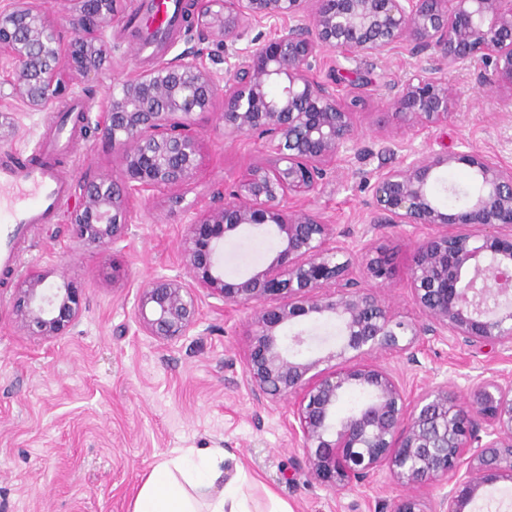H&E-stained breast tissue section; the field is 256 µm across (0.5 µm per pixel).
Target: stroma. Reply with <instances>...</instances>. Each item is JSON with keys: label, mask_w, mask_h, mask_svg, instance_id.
<instances>
[{"label": "stroma", "mask_w": 512, "mask_h": 512, "mask_svg": "<svg viewBox=\"0 0 512 512\" xmlns=\"http://www.w3.org/2000/svg\"><path fill=\"white\" fill-rule=\"evenodd\" d=\"M107 38L114 48L111 69L76 85L67 98L77 127L59 161L74 183L115 165L98 129L115 80L199 45L214 72L225 69L223 47L199 44L196 35L180 30L148 58L137 55L126 21L115 22ZM424 68L452 89L455 114L445 125L389 140L397 124L385 107L390 90ZM490 75L477 63L451 65L435 52L415 53L406 42L383 55L326 54L316 73L335 80L342 95L349 82L360 83L361 103L356 140L343 154L335 183L306 207L335 224L350 244L377 234L393 248L397 276L383 294L398 319L420 317L410 300L408 270L412 246L427 231L401 224L374 230L373 184L414 151H473L512 164V109L489 87ZM52 118L49 110L22 115L16 135L0 143V157L30 152L51 133ZM196 124L205 161L183 207L168 206L160 197L135 201L125 240L92 246L75 239L65 221L76 202L68 196L63 212L35 225L22 243L15 274L0 275V512H130L143 476L178 448L223 449L225 479L244 469L250 478L245 491L257 512H266L271 492L292 512H375L377 504L400 495L384 474L342 494L307 477L287 401L257 400L244 377L247 311L200 296L197 327L174 342L148 335L136 322L133 307L142 288L159 275L188 273L184 206L205 204L213 186L231 183L265 158L256 137L225 135L219 110L197 117ZM467 173L463 165L438 173L434 190L445 210L466 204ZM278 247V237L262 230L235 235L224 246L226 277L260 268ZM32 270L44 275L47 291L68 282L82 290L78 319L50 340L28 335L14 309V289ZM415 355L413 363L396 353L377 357L396 372L411 398L450 381L466 388L482 373H512L511 353H481L448 336L427 337Z\"/></svg>", "instance_id": "obj_1"}]
</instances>
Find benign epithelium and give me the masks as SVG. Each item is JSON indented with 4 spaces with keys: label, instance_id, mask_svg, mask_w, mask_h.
Wrapping results in <instances>:
<instances>
[{
    "label": "benign epithelium",
    "instance_id": "obj_1",
    "mask_svg": "<svg viewBox=\"0 0 512 512\" xmlns=\"http://www.w3.org/2000/svg\"><path fill=\"white\" fill-rule=\"evenodd\" d=\"M118 0H72L60 30L45 0H7L0 7V103L30 112L71 93L69 76L94 79L112 59L105 33L120 17ZM199 40L224 56V84L201 49L113 83L99 127L118 174L85 178L67 223L83 242L125 240L133 202L168 195L175 206L199 178L202 144L195 115L221 105L224 130L258 134L267 161L238 174L229 192L186 208L184 258L190 279L159 276L141 289L134 315L143 331L173 341L187 335L205 293L249 311L252 336L244 373L258 400H289L292 433L301 442L311 480L333 493L385 473L403 494L378 512H469L483 489L512 483V377L478 375L461 396L433 386L408 399L382 352L410 353L425 336L448 335L489 352L512 351V165L463 152H415L380 174L372 224L430 229L413 246L410 299L421 319L395 317L379 293L391 284V248L371 238L354 248L335 225L302 204L336 174L353 142L357 113L336 87L310 76L325 52L381 55L410 42L450 64L479 59L493 67L490 85L512 106V0H195ZM288 27L255 47L238 48L253 23ZM389 107L405 127L448 123L447 84L421 71L393 87ZM17 113L0 108V141L11 139ZM456 164L472 172L466 206L438 205L432 185ZM269 226L281 247L265 266L224 278V241L248 227ZM31 273L17 286L24 327L51 339L80 315V290L46 294ZM301 317L334 322L339 347L306 352L304 331L283 330ZM359 389L366 400L341 419L339 401ZM448 487L424 498L423 488Z\"/></svg>",
    "mask_w": 512,
    "mask_h": 512
}]
</instances>
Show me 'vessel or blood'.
Here are the masks:
<instances>
[{"instance_id": "b4317fda", "label": "vessel or blood", "mask_w": 512, "mask_h": 512, "mask_svg": "<svg viewBox=\"0 0 512 512\" xmlns=\"http://www.w3.org/2000/svg\"><path fill=\"white\" fill-rule=\"evenodd\" d=\"M151 13L134 17L140 31L137 43L141 54L153 55L162 39L176 24L179 0H153ZM70 183L52 164H24L10 158L0 159V193L8 192L0 203V272H11L19 262L16 242L25 237L31 225L50 221L67 198Z\"/></svg>"}]
</instances>
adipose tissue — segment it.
<instances>
[{"mask_svg": "<svg viewBox=\"0 0 512 512\" xmlns=\"http://www.w3.org/2000/svg\"><path fill=\"white\" fill-rule=\"evenodd\" d=\"M224 452L192 449L158 462L130 512H253L240 486L222 485Z\"/></svg>", "mask_w": 512, "mask_h": 512, "instance_id": "obj_1", "label": "adipose tissue"}]
</instances>
